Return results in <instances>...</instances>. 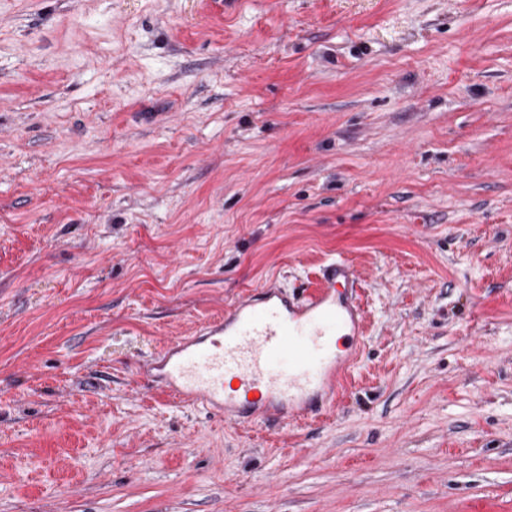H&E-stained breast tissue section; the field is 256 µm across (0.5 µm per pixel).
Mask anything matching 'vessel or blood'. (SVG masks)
I'll use <instances>...</instances> for the list:
<instances>
[{
  "instance_id": "b4317fda",
  "label": "vessel or blood",
  "mask_w": 512,
  "mask_h": 512,
  "mask_svg": "<svg viewBox=\"0 0 512 512\" xmlns=\"http://www.w3.org/2000/svg\"><path fill=\"white\" fill-rule=\"evenodd\" d=\"M356 281L339 257L308 293L262 289L161 348L146 376L179 402L237 424L317 416L318 403L334 401L347 380L353 353L340 335H359L364 312L336 286Z\"/></svg>"
}]
</instances>
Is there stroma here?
Returning <instances> with one entry per match:
<instances>
[{
	"label": "stroma",
	"instance_id": "35a3bbf8",
	"mask_svg": "<svg viewBox=\"0 0 512 512\" xmlns=\"http://www.w3.org/2000/svg\"><path fill=\"white\" fill-rule=\"evenodd\" d=\"M340 256L324 416L145 385ZM0 512H512V0H0Z\"/></svg>",
	"mask_w": 512,
	"mask_h": 512
}]
</instances>
